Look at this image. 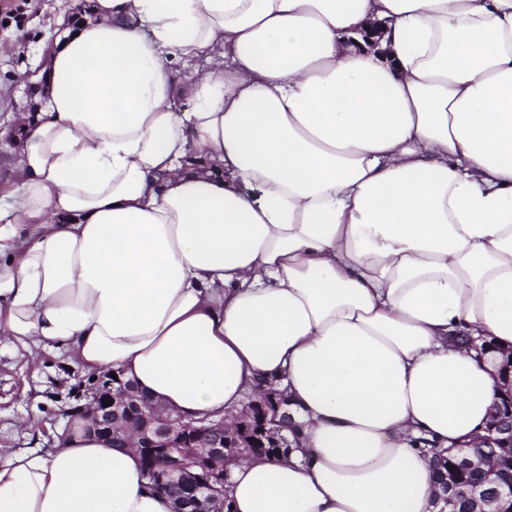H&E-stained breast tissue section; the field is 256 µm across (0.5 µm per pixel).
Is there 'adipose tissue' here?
<instances>
[{
    "mask_svg": "<svg viewBox=\"0 0 512 512\" xmlns=\"http://www.w3.org/2000/svg\"><path fill=\"white\" fill-rule=\"evenodd\" d=\"M44 72L0 336L185 422L279 383L298 442L232 512H440L435 454L501 394L455 338L512 350V0H90ZM147 483L79 424L9 453L0 512H172Z\"/></svg>",
    "mask_w": 512,
    "mask_h": 512,
    "instance_id": "adipose-tissue-1",
    "label": "adipose tissue"
}]
</instances>
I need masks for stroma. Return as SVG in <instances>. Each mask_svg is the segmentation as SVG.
I'll return each instance as SVG.
<instances>
[{
    "mask_svg": "<svg viewBox=\"0 0 512 512\" xmlns=\"http://www.w3.org/2000/svg\"><path fill=\"white\" fill-rule=\"evenodd\" d=\"M74 0H0V128L15 127L17 111L39 110L40 97H28L23 74H39L59 16ZM87 379L68 353L25 351L0 337V448L20 451L52 448L60 430L73 427L69 409L74 391ZM36 420L40 433L25 427Z\"/></svg>",
    "mask_w": 512,
    "mask_h": 512,
    "instance_id": "stroma-1",
    "label": "stroma"
}]
</instances>
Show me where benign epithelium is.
Segmentation results:
<instances>
[{
	"instance_id": "1",
	"label": "benign epithelium",
	"mask_w": 512,
	"mask_h": 512,
	"mask_svg": "<svg viewBox=\"0 0 512 512\" xmlns=\"http://www.w3.org/2000/svg\"><path fill=\"white\" fill-rule=\"evenodd\" d=\"M90 403L82 411L88 430L110 440L116 424L130 417L141 420L136 430V448L144 457L164 461L174 448L193 450L192 461L168 464L162 467L159 480L178 488L181 496L198 504H213L211 512L224 510V475L209 470L203 462L221 458L231 448L247 446L257 448H289L285 431L290 428L291 417L283 410L282 400L269 410L262 406L251 412L252 421L239 433L227 429L224 421L203 420L201 425H178L162 407L142 402L130 382L114 379L106 372L92 381L88 391ZM110 401L104 406V401ZM485 447L501 448L512 455V390L496 403L486 423ZM445 494L462 496L472 504L470 512H484V506L503 499L512 502V476L496 482L490 489L477 483L456 490L447 478L440 480Z\"/></svg>"
}]
</instances>
